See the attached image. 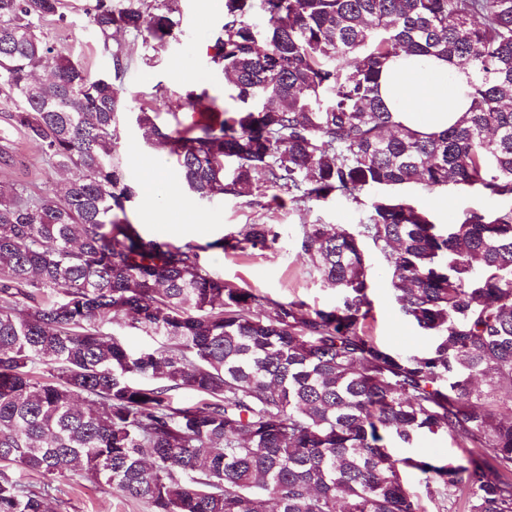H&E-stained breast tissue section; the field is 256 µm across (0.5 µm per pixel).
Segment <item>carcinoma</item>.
Returning a JSON list of instances; mask_svg holds the SVG:
<instances>
[{
	"label": "carcinoma",
	"mask_w": 512,
	"mask_h": 512,
	"mask_svg": "<svg viewBox=\"0 0 512 512\" xmlns=\"http://www.w3.org/2000/svg\"><path fill=\"white\" fill-rule=\"evenodd\" d=\"M123 2L86 8L118 74L113 27L156 51L177 26V0ZM65 19V0H0L11 126L58 171H80L46 193L0 187V512H48L53 479L68 476L151 512H428L407 471L448 512H512V0H224L211 62L241 107L173 131L140 106L145 139L177 156L198 200L248 196L261 173L273 200L296 204L411 183L501 201L437 224L378 195L354 229L305 225L301 254L338 302H275L269 315L202 252L272 248V225L177 245L119 218L135 196L116 161L121 103L112 74L50 44L43 23ZM400 51L471 72L454 126L424 135L393 120L377 86ZM39 71L56 81L36 84ZM367 244L400 310L433 336L424 353L367 334ZM121 316L157 347L107 331ZM440 431L467 456L388 446ZM14 469L46 483L30 490Z\"/></svg>",
	"instance_id": "cac0c4a2"
}]
</instances>
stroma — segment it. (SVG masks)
<instances>
[{"instance_id":"1","label":"stroma","mask_w":512,"mask_h":512,"mask_svg":"<svg viewBox=\"0 0 512 512\" xmlns=\"http://www.w3.org/2000/svg\"><path fill=\"white\" fill-rule=\"evenodd\" d=\"M91 0H68L65 22L44 27L50 43L78 57L92 74L110 71L113 63L103 55L85 13ZM179 32L176 39L159 52L146 45L144 36L132 30H117L112 43L122 50L126 67L114 88L123 109L119 116L117 157L127 181L136 189L126 206L130 223L139 225L143 235L172 243L193 241L204 245L208 269L236 288H244L270 302L292 299L310 307L328 309L337 297L320 275L299 255L303 225L332 224L357 227L365 221L370 193L360 203L328 198L308 203H286L278 208L270 203L266 189L246 197L230 195L209 200L187 198L184 208L170 209L167 197L178 183L174 156L147 144L136 122L139 105L152 102L159 125L184 129L201 118L199 110L183 108L180 96L189 89L204 91L218 108H234L235 90L223 73L214 68L210 44L214 32L224 23V0H178ZM8 109L0 103V156L9 157V166L0 165V183L35 185L48 191L59 180V172L43 158L39 146L10 127ZM414 206L444 223L467 209H492L496 203L478 194L453 187L428 189L419 184L401 190ZM249 224L275 225L281 238L275 249H248L233 252L214 247L219 238L237 235ZM374 280L367 333L379 344L405 354L426 351L431 336L402 314L394 302L379 254H372ZM59 488L49 502L50 512H151L147 503L122 495L103 482L73 477L58 480Z\"/></svg>"}]
</instances>
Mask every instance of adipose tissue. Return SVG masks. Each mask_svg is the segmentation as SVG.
<instances>
[{
    "label": "adipose tissue",
    "mask_w": 512,
    "mask_h": 512,
    "mask_svg": "<svg viewBox=\"0 0 512 512\" xmlns=\"http://www.w3.org/2000/svg\"><path fill=\"white\" fill-rule=\"evenodd\" d=\"M469 80L468 71L445 59L402 52L383 66L378 93L397 122L437 134L468 111Z\"/></svg>",
    "instance_id": "1"
}]
</instances>
